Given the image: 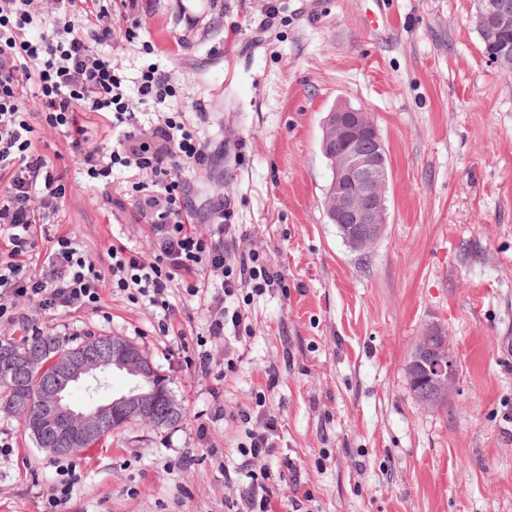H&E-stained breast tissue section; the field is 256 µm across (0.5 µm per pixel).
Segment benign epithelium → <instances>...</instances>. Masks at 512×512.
Returning <instances> with one entry per match:
<instances>
[{"label":"benign epithelium","mask_w":512,"mask_h":512,"mask_svg":"<svg viewBox=\"0 0 512 512\" xmlns=\"http://www.w3.org/2000/svg\"><path fill=\"white\" fill-rule=\"evenodd\" d=\"M478 16L493 21L507 34L505 49L489 59L500 65L512 55V16L498 4L478 7ZM321 151L329 162L331 180L323 206L350 250L363 254L383 237L388 224L389 158L385 143L368 112L341 105L322 125ZM40 353L29 350L9 358L15 389L9 407L51 455L63 454L108 425L143 421L155 428L177 424L182 408L167 389L163 375L134 341L112 335L94 337L57 361L51 375L32 387L25 371ZM125 373L130 386L120 394L101 395L106 374ZM459 366L445 329L427 325L418 336L407 363L416 399L436 409L455 393ZM75 387L93 399L89 408L70 399Z\"/></svg>","instance_id":"benign-epithelium-1"}]
</instances>
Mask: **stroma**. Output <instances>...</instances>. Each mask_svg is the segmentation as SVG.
<instances>
[{"instance_id": "obj_1", "label": "stroma", "mask_w": 512, "mask_h": 512, "mask_svg": "<svg viewBox=\"0 0 512 512\" xmlns=\"http://www.w3.org/2000/svg\"><path fill=\"white\" fill-rule=\"evenodd\" d=\"M474 13V0H142L135 25L113 0L115 44L136 45L126 80L168 71L185 122L224 146L188 171L193 204L204 216L230 200L243 247L282 285L235 297L252 335L228 349L207 340L204 305L183 294L180 338L109 285L99 310L34 313L48 336L138 343L183 418L53 456L0 412V512H48L67 463L80 479L63 512H225L236 491L224 472L246 440L231 415L260 396L313 492L308 512H512V77L484 55ZM344 103L370 113L390 155L389 223L363 255L322 206V122ZM26 106L66 173L58 233L103 271L116 236L151 256L142 225L105 205L36 100ZM432 322L460 372L428 410L406 365Z\"/></svg>"}]
</instances>
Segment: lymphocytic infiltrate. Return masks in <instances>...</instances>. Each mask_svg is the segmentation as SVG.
Segmentation results:
<instances>
[{
	"label": "lymphocytic infiltrate",
	"mask_w": 512,
	"mask_h": 512,
	"mask_svg": "<svg viewBox=\"0 0 512 512\" xmlns=\"http://www.w3.org/2000/svg\"><path fill=\"white\" fill-rule=\"evenodd\" d=\"M111 45L112 18L101 0H0V326L28 321L34 309H98L108 280L128 299L159 309L157 327L164 336L180 333L175 290L205 297L207 334L227 341L229 331L245 323L228 300L244 280L260 292L275 287L278 275L242 249L230 202L215 207L211 223H196L185 173L207 165L208 139L183 121L167 71L150 68L129 88L107 52ZM30 95L103 199L112 197L115 168L149 174L128 207L134 222L147 227L153 259L119 237L108 250L106 275L68 236L53 237L46 251H38L39 237L65 203L66 185L64 173L34 143L25 109ZM135 97L157 104L151 121L132 108ZM97 115L109 119L111 147L90 131L88 121ZM235 418L250 427L248 445L237 449L250 471L238 499L229 500V512H300L312 496L302 490L291 458L278 454L276 417L241 409ZM272 457L276 471L254 469V462ZM284 484L293 491L287 499L278 494Z\"/></svg>",
	"instance_id": "obj_1"
}]
</instances>
